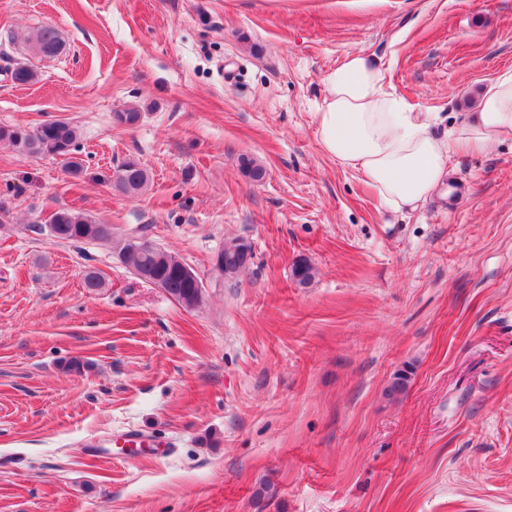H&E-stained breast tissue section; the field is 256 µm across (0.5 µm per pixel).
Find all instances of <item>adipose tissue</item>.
I'll return each instance as SVG.
<instances>
[{"instance_id":"1","label":"adipose tissue","mask_w":512,"mask_h":512,"mask_svg":"<svg viewBox=\"0 0 512 512\" xmlns=\"http://www.w3.org/2000/svg\"><path fill=\"white\" fill-rule=\"evenodd\" d=\"M323 83L324 97L314 114L322 151L356 172L395 212L429 199L448 177L452 154L512 140V72L499 75L478 112L444 137L432 131L436 113L415 111L366 54L346 55Z\"/></svg>"}]
</instances>
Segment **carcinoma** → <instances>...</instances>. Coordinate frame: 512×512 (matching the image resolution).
<instances>
[{
	"mask_svg": "<svg viewBox=\"0 0 512 512\" xmlns=\"http://www.w3.org/2000/svg\"><path fill=\"white\" fill-rule=\"evenodd\" d=\"M37 50L47 56L54 57L63 50L62 43L56 30L51 26H42L32 36ZM77 140V128L67 120H50L31 129L14 126H0V145L14 148L22 154L32 157L51 156L62 157L64 168L68 174L77 178L80 176L81 163L72 156ZM240 167L253 181H260L265 176V168L254 158L243 156ZM114 185L123 193L131 196L140 194L150 182L149 171L134 161H127L118 166L113 174ZM53 238L68 243L101 242L112 240L109 225L100 224L91 218L62 208L56 211L48 224ZM240 246V240L233 239L224 243V248L218 253L224 266V280L238 279L242 269L237 267L235 250ZM119 255L124 257L123 264L135 276L145 272L158 280L162 288L171 298L188 307L197 302V289L193 282L183 272V261L175 254L159 249L155 252H140L131 249L126 243ZM315 278V269L306 259L296 261L292 267V279L300 286L309 285Z\"/></svg>",
	"mask_w": 512,
	"mask_h": 512,
	"instance_id": "1",
	"label": "carcinoma"
}]
</instances>
